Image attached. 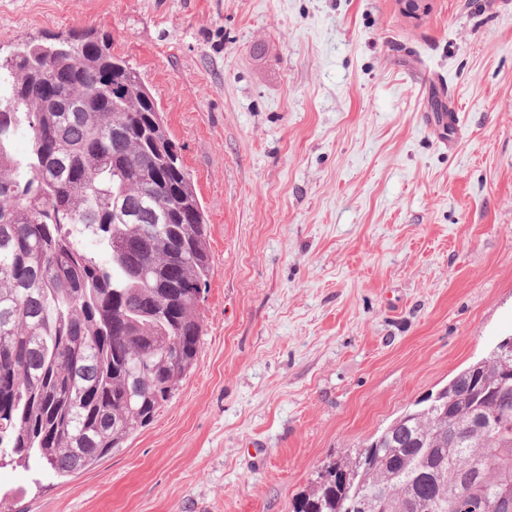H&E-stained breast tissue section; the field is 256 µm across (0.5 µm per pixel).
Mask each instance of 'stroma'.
<instances>
[{"label":"stroma","instance_id":"35a3bbf8","mask_svg":"<svg viewBox=\"0 0 512 512\" xmlns=\"http://www.w3.org/2000/svg\"><path fill=\"white\" fill-rule=\"evenodd\" d=\"M88 29L182 148L204 335L123 448L0 467V512H293L512 335V0H0L4 46Z\"/></svg>","mask_w":512,"mask_h":512}]
</instances>
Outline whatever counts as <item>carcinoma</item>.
<instances>
[{
  "label": "carcinoma",
  "mask_w": 512,
  "mask_h": 512,
  "mask_svg": "<svg viewBox=\"0 0 512 512\" xmlns=\"http://www.w3.org/2000/svg\"><path fill=\"white\" fill-rule=\"evenodd\" d=\"M211 270L181 148L112 42L0 51V461L69 475L151 424L197 365ZM458 494L512 502V352L329 462L293 512H457Z\"/></svg>",
  "instance_id": "1"
}]
</instances>
